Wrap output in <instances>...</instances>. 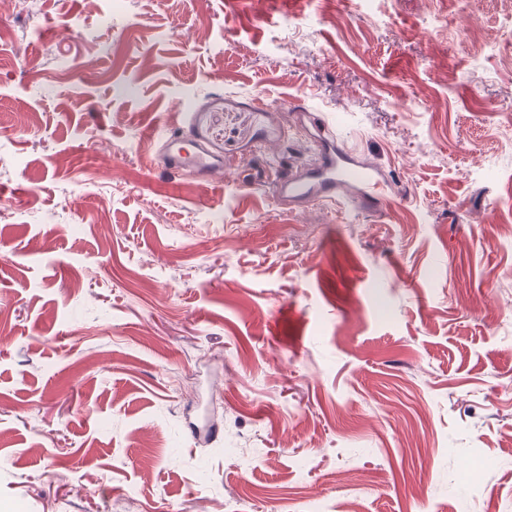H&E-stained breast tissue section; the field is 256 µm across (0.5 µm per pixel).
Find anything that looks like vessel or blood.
<instances>
[{
	"label": "vessel or blood",
	"instance_id": "obj_1",
	"mask_svg": "<svg viewBox=\"0 0 512 512\" xmlns=\"http://www.w3.org/2000/svg\"><path fill=\"white\" fill-rule=\"evenodd\" d=\"M318 130L314 140L317 160L309 166L296 168L287 180L275 187L278 201L302 208L313 201L333 203L347 200L362 212L378 211L387 200L386 179L379 168L366 164L345 144L319 115L310 114ZM164 153L170 170H189L211 179L224 173V159L205 149L185 154L176 137L164 142Z\"/></svg>",
	"mask_w": 512,
	"mask_h": 512
}]
</instances>
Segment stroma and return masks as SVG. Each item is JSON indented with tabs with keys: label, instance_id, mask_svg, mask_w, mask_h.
Here are the masks:
<instances>
[{
	"label": "stroma",
	"instance_id": "1",
	"mask_svg": "<svg viewBox=\"0 0 512 512\" xmlns=\"http://www.w3.org/2000/svg\"><path fill=\"white\" fill-rule=\"evenodd\" d=\"M510 56L499 0H0V512H512ZM304 109L382 210L278 205ZM163 146L167 165L172 171L188 169L207 179L224 176V158L221 156L212 155L204 148H197L191 155L184 154L182 142L173 136L167 138Z\"/></svg>",
	"mask_w": 512,
	"mask_h": 512
}]
</instances>
